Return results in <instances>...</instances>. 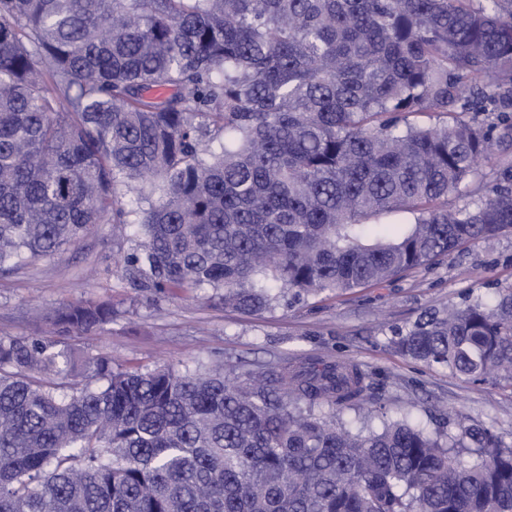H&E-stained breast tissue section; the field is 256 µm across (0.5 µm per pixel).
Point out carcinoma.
Listing matches in <instances>:
<instances>
[{"label":"carcinoma","mask_w":512,"mask_h":512,"mask_svg":"<svg viewBox=\"0 0 512 512\" xmlns=\"http://www.w3.org/2000/svg\"><path fill=\"white\" fill-rule=\"evenodd\" d=\"M511 142L512 0H0V272L110 224L155 294L261 313L382 284L512 234ZM396 210L414 224L367 233ZM111 318L79 300L55 339L0 336V512H512L487 426L355 431L352 362L123 370L59 340ZM393 345L512 383V289Z\"/></svg>","instance_id":"obj_1"}]
</instances>
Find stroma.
I'll return each mask as SVG.
<instances>
[{
	"instance_id": "1",
	"label": "stroma",
	"mask_w": 512,
	"mask_h": 512,
	"mask_svg": "<svg viewBox=\"0 0 512 512\" xmlns=\"http://www.w3.org/2000/svg\"><path fill=\"white\" fill-rule=\"evenodd\" d=\"M138 242L103 224L55 257L0 275V336H39L53 309L89 297L108 299L111 322L67 341L83 355L108 356L113 367L166 365L182 372L215 362L244 361L258 369L345 359L369 373L389 415L432 428L459 413L512 441L511 385L472 383L412 361L392 345L394 330L427 310L455 308L468 299L488 302L498 290L512 288V235L489 246L462 247L390 283L304 297L258 314L232 312L204 297H158L130 288L114 259Z\"/></svg>"
}]
</instances>
